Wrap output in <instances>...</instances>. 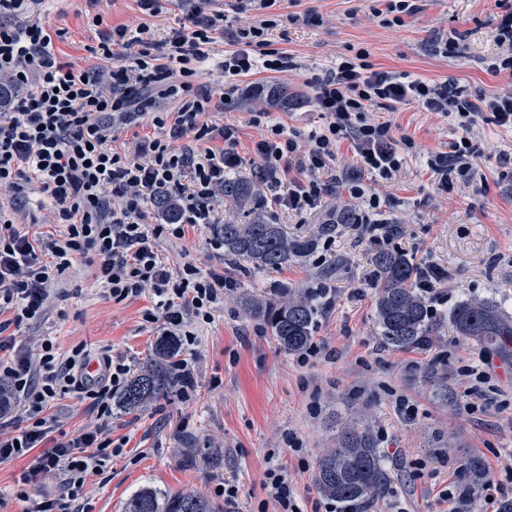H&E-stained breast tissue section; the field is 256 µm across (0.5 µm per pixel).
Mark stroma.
Instances as JSON below:
<instances>
[{
  "instance_id": "stroma-1",
  "label": "stroma",
  "mask_w": 512,
  "mask_h": 512,
  "mask_svg": "<svg viewBox=\"0 0 512 512\" xmlns=\"http://www.w3.org/2000/svg\"><path fill=\"white\" fill-rule=\"evenodd\" d=\"M192 5V0H165L161 13L152 15L137 0H31L29 11L54 32L62 62L93 69L104 64L94 53L103 30L144 24L162 40L179 28ZM418 5L404 26L388 28L372 17V0H282L280 15L305 17L298 24L284 21L271 35L296 69L244 78L232 103L205 115L209 124L236 128L243 158L239 177L255 176L251 159L262 128L251 123L252 112H272L303 133L319 128L324 119L310 101L308 82L351 48L368 50L375 67L446 80L473 96L512 85L485 68L501 51L496 26L502 10L495 0H419ZM446 31L463 36L451 58L430 47ZM274 88L287 91L288 102L269 104ZM375 115L392 120L417 145L394 179L378 185L389 218L404 231L402 250L414 261L430 260L450 272L452 301L490 299L512 315V166L499 162L512 156V131L491 124L474 129L483 153L477 168L483 186L477 193L460 180L446 187L442 174L428 165L458 135L447 118L415 103ZM343 208L354 210L355 202L341 191L301 218L258 195L245 206L224 196L213 225L188 228L181 239L158 240L171 266L188 258L220 266L234 286L215 307L212 321L198 327L192 399L183 401L174 389L140 411L113 410L112 443L120 451L103 475L88 478L80 500L85 512H122L130 496L145 487L199 493L220 505L224 499L216 489L225 483L240 490L235 512H257L271 456L287 468L303 512H325L315 473L321 454L336 445L340 421L369 427L378 436L393 479V495L376 501L371 512H446L440 492L452 481L469 485L474 458L493 481L494 501L488 505L470 496L466 512H499L501 502L512 500V364L496 362L484 408L468 414L461 403L469 382L458 368L475 351L472 340L447 328L426 350L383 347L369 283L373 249L349 224L339 225L332 236L319 234L320 225L334 222ZM257 212L288 235L318 237L316 251L303 263L266 273L208 250L214 224H246ZM92 275L88 260L74 262L60 277L44 317L20 334L26 340L56 337L62 355L81 345L93 354L108 349L113 360L139 372L162 334L142 317L154 304L153 293L116 303L91 287ZM325 278L338 302L322 316L314 338L335 348L337 356L303 364L280 350L241 302L260 288L281 282L307 288ZM439 350L451 351V363L431 368ZM292 435L302 440L301 452L289 448Z\"/></svg>"
}]
</instances>
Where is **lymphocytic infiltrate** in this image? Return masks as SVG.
I'll return each instance as SVG.
<instances>
[{"label": "lymphocytic infiltrate", "instance_id": "1", "mask_svg": "<svg viewBox=\"0 0 512 512\" xmlns=\"http://www.w3.org/2000/svg\"><path fill=\"white\" fill-rule=\"evenodd\" d=\"M276 2L224 0V10L214 11L208 0H198L162 42L144 26L133 37L126 27H115L102 36L96 52L108 60L113 46H124L126 64L90 71L60 61L50 30L28 17L26 0H0V79L18 89L8 111L0 113V191L17 199L28 184H38L41 202L60 228L58 235L44 236L0 221V461L29 460L16 481L21 512H79L75 503L88 477L101 474L112 457V398L126 380L127 365L103 355L97 359L101 372L92 377L86 372L92 358L84 348L60 358L51 337L32 350L8 333L41 319L54 284L74 260L90 258L96 285L115 302L152 289L156 301L143 318L161 325L164 335L179 337L186 353L180 375L192 379L196 328L211 320L227 280L216 267L186 262L170 268L156 241L164 235L181 239L188 227L211 223L225 175L242 165L235 128L204 122V113L216 104L211 91L194 83L221 22L248 19L224 55L228 90L253 71L293 68L290 55L268 38L279 22L272 12ZM142 91L178 99L180 106L151 113L155 135L140 138L130 153H116L108 146L109 132L114 123L137 120L130 106ZM313 101L326 122L304 138L276 118L254 117V124L264 127L254 146L260 184L273 204L298 215L314 209L336 186L345 187L363 200L354 224L377 248H397L401 230L386 218L384 199L367 191L361 175L392 180L414 142L397 135L391 122L369 119V112L414 102L448 118L460 135L432 165L466 181L472 180L478 157L470 137L474 128L491 123L512 130V88L472 99L451 92L444 81L375 68L362 47L317 80ZM346 140L360 175L336 172L337 151ZM200 141L205 149H197ZM160 192L179 204L180 223L149 222L146 205ZM66 394L89 400L98 425L62 430L50 408ZM60 472L65 478L59 493L31 492V484ZM263 488L259 512H301L284 467L270 465Z\"/></svg>", "mask_w": 512, "mask_h": 512}]
</instances>
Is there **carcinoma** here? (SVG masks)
Masks as SVG:
<instances>
[{
	"label": "carcinoma",
	"instance_id": "1",
	"mask_svg": "<svg viewBox=\"0 0 512 512\" xmlns=\"http://www.w3.org/2000/svg\"><path fill=\"white\" fill-rule=\"evenodd\" d=\"M224 194L241 202L253 197L251 181L224 182ZM161 215L170 223L181 219V210L165 193L154 199ZM215 233L224 240V255L249 262L254 268L276 272L303 260L314 248L311 240L290 239L278 224L257 214L249 224H218ZM417 269L413 259L395 250L375 255L372 286L376 290L375 321L381 344L408 350L427 348L445 324L458 335L471 338L512 362V316L504 314L492 300H462L448 314L432 311L427 300L414 288ZM321 288L277 285L260 295L245 298L246 312L261 321L279 348L294 354L310 348L319 318L325 313ZM180 350L178 338L161 336L152 357L117 395L116 405L134 412L165 395L178 382L173 376V359ZM316 487L320 495L336 502L342 510L371 505L392 494L388 473L377 442L366 427H341L338 446L318 461ZM124 512H223L199 493H174L143 488L125 503Z\"/></svg>",
	"mask_w": 512,
	"mask_h": 512
}]
</instances>
